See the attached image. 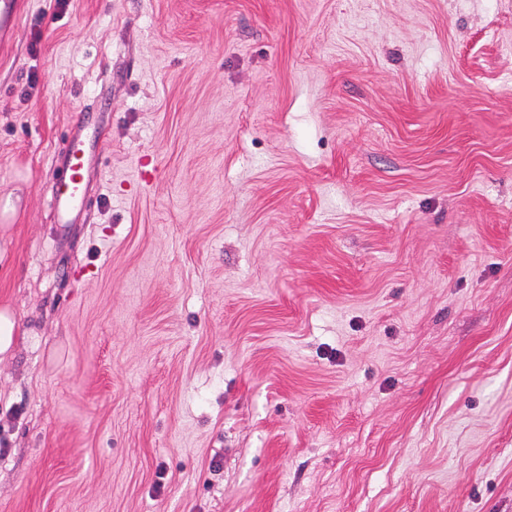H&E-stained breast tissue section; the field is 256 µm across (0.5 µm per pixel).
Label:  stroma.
<instances>
[{"label":"stroma","instance_id":"stroma-1","mask_svg":"<svg viewBox=\"0 0 512 512\" xmlns=\"http://www.w3.org/2000/svg\"><path fill=\"white\" fill-rule=\"evenodd\" d=\"M20 2L0 512H512V0ZM89 149L85 141L76 137L65 140L59 148L61 172L59 178L52 183L49 194L59 224H68L70 214L84 200Z\"/></svg>","mask_w":512,"mask_h":512}]
</instances>
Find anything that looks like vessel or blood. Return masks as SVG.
Wrapping results in <instances>:
<instances>
[{"label":"vessel or blood","mask_w":512,"mask_h":512,"mask_svg":"<svg viewBox=\"0 0 512 512\" xmlns=\"http://www.w3.org/2000/svg\"><path fill=\"white\" fill-rule=\"evenodd\" d=\"M58 154L62 159L61 172L50 187V198L58 223L65 224L84 200L89 147L85 141L73 137L62 143Z\"/></svg>","instance_id":"b4317fda"}]
</instances>
